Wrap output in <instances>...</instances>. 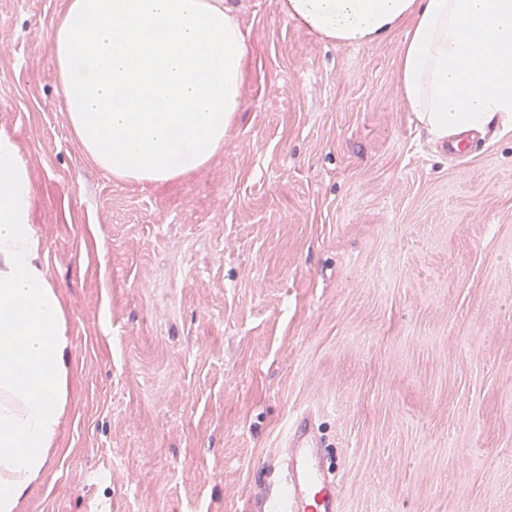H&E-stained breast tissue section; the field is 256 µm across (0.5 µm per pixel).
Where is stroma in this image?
<instances>
[{
  "label": "stroma",
  "mask_w": 512,
  "mask_h": 512,
  "mask_svg": "<svg viewBox=\"0 0 512 512\" xmlns=\"http://www.w3.org/2000/svg\"><path fill=\"white\" fill-rule=\"evenodd\" d=\"M236 3L245 108L154 186L73 137L66 0H0V135L76 359L22 512H255L301 409L342 512H512V134L449 154L401 103V35L333 46Z\"/></svg>",
  "instance_id": "obj_1"
}]
</instances>
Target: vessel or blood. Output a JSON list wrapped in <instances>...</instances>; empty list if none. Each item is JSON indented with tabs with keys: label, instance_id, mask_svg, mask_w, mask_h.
<instances>
[{
	"label": "vessel or blood",
	"instance_id": "b4317fda",
	"mask_svg": "<svg viewBox=\"0 0 512 512\" xmlns=\"http://www.w3.org/2000/svg\"><path fill=\"white\" fill-rule=\"evenodd\" d=\"M257 512H342L336 475L320 450L309 411L296 413L280 474L264 484Z\"/></svg>",
	"mask_w": 512,
	"mask_h": 512
}]
</instances>
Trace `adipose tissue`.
Instances as JSON below:
<instances>
[{"label": "adipose tissue", "mask_w": 512, "mask_h": 512, "mask_svg": "<svg viewBox=\"0 0 512 512\" xmlns=\"http://www.w3.org/2000/svg\"><path fill=\"white\" fill-rule=\"evenodd\" d=\"M282 9L341 46L404 30L399 94L431 140L512 132V0H283ZM53 48L77 143L120 180L161 185L206 169L242 110L250 49L230 0H68ZM31 195L17 145L0 136V512H18L48 466L75 361Z\"/></svg>", "instance_id": "obj_1"}]
</instances>
